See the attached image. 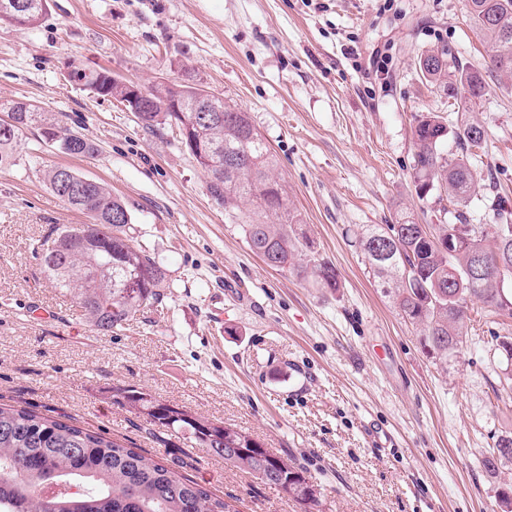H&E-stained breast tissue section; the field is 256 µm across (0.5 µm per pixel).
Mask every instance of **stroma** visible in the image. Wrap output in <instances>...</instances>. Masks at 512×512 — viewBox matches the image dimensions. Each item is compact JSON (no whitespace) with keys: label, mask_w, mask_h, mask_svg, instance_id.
Segmentation results:
<instances>
[{"label":"stroma","mask_w":512,"mask_h":512,"mask_svg":"<svg viewBox=\"0 0 512 512\" xmlns=\"http://www.w3.org/2000/svg\"><path fill=\"white\" fill-rule=\"evenodd\" d=\"M430 51L485 66L465 0H48L39 27L0 24V99L52 112L95 148L71 156L31 129L21 146L34 161L0 170V404L159 453L112 403L113 387L132 385L251 433L321 486L324 512H501L499 481L477 459L512 435V383L487 353L492 336H512V319L472 315L461 353L440 365L352 245L405 211L454 221L447 191L418 197L412 170L417 117L457 119L420 72ZM74 61L144 87L188 69L248 112L300 215L293 236L336 267L339 287L269 268L242 230L252 212L216 204L177 129L145 130L119 101L70 82ZM475 117L487 136L468 216L490 224L492 198L512 200V80L490 81ZM55 165L121 198L137 242L169 272L162 303L109 336L32 253L50 225L85 221L46 186ZM372 425L386 440L370 439ZM192 475L239 512H304L218 457Z\"/></svg>","instance_id":"obj_1"}]
</instances>
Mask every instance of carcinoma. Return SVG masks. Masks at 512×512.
Masks as SVG:
<instances>
[{"label": "carcinoma", "mask_w": 512, "mask_h": 512, "mask_svg": "<svg viewBox=\"0 0 512 512\" xmlns=\"http://www.w3.org/2000/svg\"><path fill=\"white\" fill-rule=\"evenodd\" d=\"M466 7L487 39L488 71L511 80L512 0H467ZM46 8L47 0H0V23L34 28L42 23ZM424 59L432 61L422 68L425 77H448V97L462 118L453 130L456 150L446 156L442 144L447 126L431 112L419 116L414 129L415 189L424 197L436 183L446 188L455 206V223L429 225V239L412 218L369 225L355 236L353 247L402 317L421 328L423 348L446 366L464 346L471 302L480 303V310L490 315L512 318L497 288L499 276L512 275V210L505 199L495 197L490 208L499 223L472 224L466 212L478 187L471 158L486 138L485 128L466 114L487 93L484 75L452 56L430 53ZM67 77L100 97L123 103L149 130L165 125L178 129L181 144L207 173V189L224 212L233 214L250 205L257 219L243 225V232L254 253L274 262L272 269L308 274L324 288L339 287L336 268L304 259L303 243L289 233L288 225L300 223L299 215L248 113L207 91L188 72L177 83L142 89L146 107L141 100L127 98L125 83L109 70L73 62ZM0 112L13 120V133L0 135L1 170L31 162L20 142L33 125L66 154L94 152L79 133L36 105L10 100L0 102ZM64 175L83 184L82 192L62 193ZM43 177L56 197L85 215L86 223L52 225L33 247L34 257L54 286L75 300L91 330L110 336L137 312L161 303L168 270L135 242L126 204L104 184L67 166L51 167ZM450 231L463 234L453 255L438 247ZM475 250L486 253L491 265L484 279L472 285L463 269ZM490 350L512 362V336L492 337ZM113 403L142 420L135 427L166 448L162 457L127 447L64 416L0 406V512H237L186 474L196 463L197 449L278 488L304 512H321L318 486L251 434L136 387H115ZM478 464L500 479L502 502L506 512H512V475L503 477V470L512 466V437L499 439Z\"/></svg>", "instance_id": "cac0c4a2"}]
</instances>
